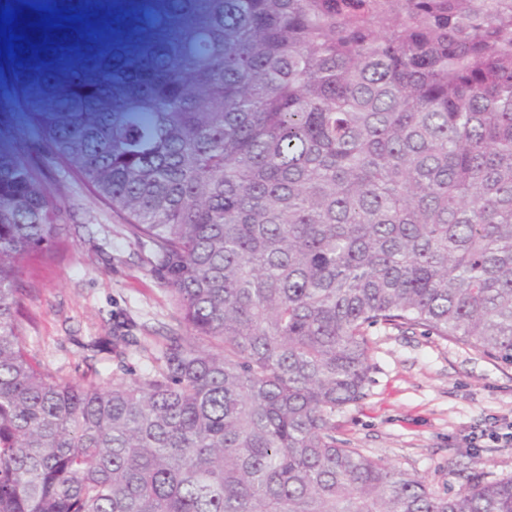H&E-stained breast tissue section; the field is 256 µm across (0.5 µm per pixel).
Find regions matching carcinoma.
Wrapping results in <instances>:
<instances>
[{"mask_svg": "<svg viewBox=\"0 0 512 512\" xmlns=\"http://www.w3.org/2000/svg\"><path fill=\"white\" fill-rule=\"evenodd\" d=\"M102 2L0 0L12 79L68 97L35 149L0 132V512H512V477L440 495L334 424L373 327L512 364V0H186L160 77L107 98ZM52 169L152 245L174 313L138 379L26 347Z\"/></svg>", "mask_w": 512, "mask_h": 512, "instance_id": "1", "label": "carcinoma"}]
</instances>
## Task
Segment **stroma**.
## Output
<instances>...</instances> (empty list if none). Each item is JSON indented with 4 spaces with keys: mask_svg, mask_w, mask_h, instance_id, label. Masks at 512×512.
I'll list each match as a JSON object with an SVG mask.
<instances>
[{
    "mask_svg": "<svg viewBox=\"0 0 512 512\" xmlns=\"http://www.w3.org/2000/svg\"><path fill=\"white\" fill-rule=\"evenodd\" d=\"M165 23L151 37L120 48L124 60L114 86L148 78L151 51L176 36L181 12L166 8ZM35 102L0 78V126L18 147H31ZM77 209L71 221L90 224V237L60 235L54 245L24 261L23 277L41 293L28 304L29 348L48 368L75 376L118 374L126 379L150 367L146 352L92 354L90 345L112 328L144 337L161 332L174 307L152 270L147 241L131 237L122 223L80 182L69 184ZM370 382L364 398L335 418L336 438L408 473L436 493L458 489L482 471L491 479L512 476V446L470 447L472 433L512 422V365L423 330L376 327Z\"/></svg>",
    "mask_w": 512,
    "mask_h": 512,
    "instance_id": "stroma-1",
    "label": "stroma"
}]
</instances>
